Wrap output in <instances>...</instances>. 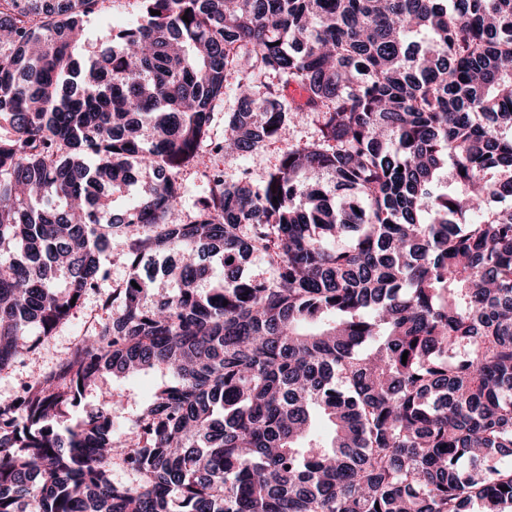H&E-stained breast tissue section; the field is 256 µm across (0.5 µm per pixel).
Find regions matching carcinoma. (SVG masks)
Returning <instances> with one entry per match:
<instances>
[{"label": "carcinoma", "mask_w": 512, "mask_h": 512, "mask_svg": "<svg viewBox=\"0 0 512 512\" xmlns=\"http://www.w3.org/2000/svg\"><path fill=\"white\" fill-rule=\"evenodd\" d=\"M103 2L0 0V371L130 269L0 402V512H512V0H136L81 63ZM229 92L217 154L316 135L186 215ZM179 181L185 188V196L182 199L184 212H190L193 201L206 190V182L197 169L191 168L179 174ZM118 241H112V252L108 254L106 265L108 279L95 293H89L82 304L73 310L70 320L57 332L42 340L37 360H19L9 369L0 371V401L16 397L23 383L30 381L42 372L50 369L98 320L112 315L111 310L102 306V300L111 291L112 285L121 282L129 275V269ZM165 379L159 371H148L133 378L109 375L102 384V389L87 395L82 402L71 409L67 420L60 428L73 427L82 421L87 414L100 404L112 409V420L115 423V436L121 440L131 438L136 433L134 406L130 405L131 398L139 404L151 401L155 391Z\"/></svg>", "instance_id": "obj_1"}]
</instances>
